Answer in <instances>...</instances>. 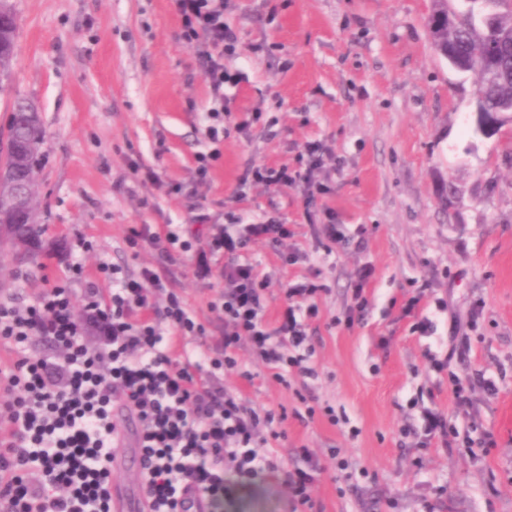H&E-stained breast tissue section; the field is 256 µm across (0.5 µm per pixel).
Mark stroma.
I'll list each match as a JSON object with an SVG mask.
<instances>
[{
    "label": "stroma",
    "instance_id": "stroma-1",
    "mask_svg": "<svg viewBox=\"0 0 512 512\" xmlns=\"http://www.w3.org/2000/svg\"><path fill=\"white\" fill-rule=\"evenodd\" d=\"M9 4L16 48L0 131L16 100L40 115L45 249L37 261L9 262L0 302L28 303L67 282L80 309L88 284L112 289L101 262L148 264L201 321L213 320L223 280L201 283L188 257L171 265L148 247L131 254L130 230L190 223L200 202L223 219L246 164L289 162L306 141H322L341 165L317 205L335 210L347 244L327 253L296 237L307 257L287 268L275 247H252L271 277L269 315L288 281L317 271L329 286L309 329L317 375L280 384L243 345L237 356L252 377L225 376V389L275 413L279 437L268 449L282 467L309 450L322 469L313 512H512V121L478 131V79L433 49V0H224L238 37L224 65L241 82L224 90L223 156L191 198L161 185L191 181L196 153L208 151L210 88L171 0ZM249 112L264 121L238 134ZM366 265L375 270L366 317L349 328L351 283ZM424 281L419 313L433 329L420 335L401 307ZM458 376L473 381L461 409ZM306 388L317 399L311 417L297 396ZM429 411L455 430L453 447H423ZM486 432L495 447H467Z\"/></svg>",
    "mask_w": 512,
    "mask_h": 512
}]
</instances>
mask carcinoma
Returning <instances> with one entry per match:
<instances>
[{
  "label": "carcinoma",
  "instance_id": "carcinoma-1",
  "mask_svg": "<svg viewBox=\"0 0 512 512\" xmlns=\"http://www.w3.org/2000/svg\"><path fill=\"white\" fill-rule=\"evenodd\" d=\"M466 7L449 18L442 16L434 31L435 44L454 63L456 70L478 76L477 111L503 113L512 108V0H465ZM15 18L0 32V78L9 72L14 51ZM16 101L7 129L6 173L0 176V239L24 258H36L38 246V205L24 217L15 204L13 182L35 166L42 129L27 109Z\"/></svg>",
  "mask_w": 512,
  "mask_h": 512
}]
</instances>
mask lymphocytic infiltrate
Segmentation results:
<instances>
[{
    "instance_id": "obj_1",
    "label": "lymphocytic infiltrate",
    "mask_w": 512,
    "mask_h": 512,
    "mask_svg": "<svg viewBox=\"0 0 512 512\" xmlns=\"http://www.w3.org/2000/svg\"><path fill=\"white\" fill-rule=\"evenodd\" d=\"M173 4L180 38L198 52L211 90L205 114L211 149L195 158V182L202 185L223 156L224 89L239 82L224 58L234 53L237 35L224 19V0ZM331 160L321 142L310 141L294 163L252 165L239 184L299 190L307 233L327 248L344 238L335 213L316 207L319 197L333 191L320 178ZM226 217V223H213L208 209L197 206L192 221L208 228L202 241L180 224H142L128 240L130 248L146 244L172 261L193 257L200 280L223 279V290L209 305L222 324L219 334L209 333L182 295L147 265L131 272L101 263L112 293L103 298L88 286L79 315L70 288L61 283L25 306L0 303V340L20 352L10 366L0 367L7 395L0 402V512H112L117 409L139 424L140 489L149 512H190L184 494L191 487L213 512H222L278 476L294 506L314 508L318 468L281 471L260 450L274 414L247 405L215 379L240 373L235 350L243 343L279 382L292 372L314 377L308 330L329 287L314 280L287 283L276 318H269L268 277L250 249L266 242L278 247L281 265L296 264L302 257L291 245L296 227L275 215L251 222L231 211ZM189 336L204 337V347L188 349ZM36 340L48 344L49 354H25Z\"/></svg>"
}]
</instances>
